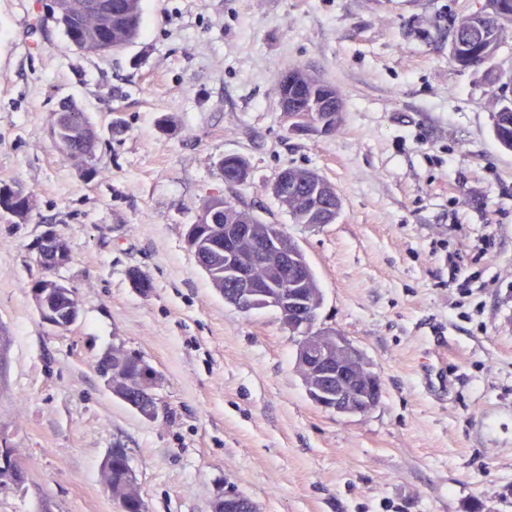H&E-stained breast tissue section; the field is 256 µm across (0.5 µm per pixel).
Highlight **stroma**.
Returning a JSON list of instances; mask_svg holds the SVG:
<instances>
[{
    "label": "stroma",
    "mask_w": 512,
    "mask_h": 512,
    "mask_svg": "<svg viewBox=\"0 0 512 512\" xmlns=\"http://www.w3.org/2000/svg\"><path fill=\"white\" fill-rule=\"evenodd\" d=\"M484 0H141L137 39L73 47L49 0H0V440L27 467L0 512H121L100 479L126 448L147 512H211L231 488L258 512H512V151L492 133L497 75L452 60ZM301 66L344 102L335 132L293 133L276 77ZM87 113L92 161L62 157L63 101ZM244 156L249 182L219 163ZM317 171L335 223L298 224L265 190ZM232 199L291 237L339 331L382 379L368 413L325 411L274 308L226 302L186 241L204 202ZM65 239L45 271L33 244ZM153 284L134 288L130 270ZM81 305L54 329L32 282ZM120 347L159 374L155 419L97 370ZM237 158L238 161L234 162V167L229 168V162L226 161L228 158ZM222 171L224 172V183L227 186L239 185L246 182L250 177V169L246 164V161L241 156L229 155L224 156L222 161ZM63 243L55 234L45 233L37 243V259H42L47 251H51L56 259V267L59 268L66 264V252L63 250Z\"/></svg>",
    "instance_id": "obj_1"
}]
</instances>
